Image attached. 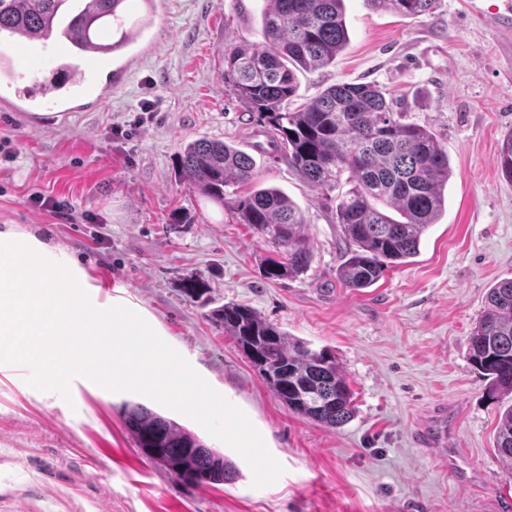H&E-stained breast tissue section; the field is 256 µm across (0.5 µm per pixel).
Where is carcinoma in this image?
I'll return each instance as SVG.
<instances>
[{"label":"carcinoma","mask_w":512,"mask_h":512,"mask_svg":"<svg viewBox=\"0 0 512 512\" xmlns=\"http://www.w3.org/2000/svg\"><path fill=\"white\" fill-rule=\"evenodd\" d=\"M129 2L0 0V34L11 33L20 43L70 25L80 34V46L69 47L77 57L91 46L126 49L138 41L152 11L141 3L142 18L129 26L124 19ZM264 2L261 40L224 46V83L258 114L292 171L335 204L336 223L348 242L337 277L353 291L369 288L388 267L417 255L422 235L442 215L453 176L448 151L434 130L407 121L371 82L334 84L291 108L297 73L327 66L349 40L344 0ZM365 3L413 18L433 10L437 0ZM498 159L502 176L512 182V131L504 136ZM179 172L189 189L228 208L271 245L275 257L265 262L266 279L295 278L308 270L304 215L283 191L261 185L251 155L221 140L198 139L181 148ZM209 319L233 337L289 411L331 429L351 420L347 378L327 350L311 349L244 306L224 304ZM468 356L493 395L512 394V278L489 289L470 332ZM123 422L137 447L160 451V463L176 480L236 479L224 455L146 406H125ZM494 451L512 474V405L500 416Z\"/></svg>","instance_id":"cac0c4a2"}]
</instances>
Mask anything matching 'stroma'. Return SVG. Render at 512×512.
<instances>
[{
	"label": "stroma",
	"instance_id": "stroma-1",
	"mask_svg": "<svg viewBox=\"0 0 512 512\" xmlns=\"http://www.w3.org/2000/svg\"><path fill=\"white\" fill-rule=\"evenodd\" d=\"M157 0L111 96L37 126L0 111V227L35 234L89 274L240 408L282 465L254 487L231 446L161 404L239 472L231 483L178 482L136 448L125 404H149L74 379L70 399L32 387L30 369L0 363V512H512V476L494 452L504 400L468 359V336L498 281L512 278V183L498 169L512 129V26L502 0H438L415 18L344 0L349 41L335 62L298 75L297 103L342 82H373L410 121L430 126L453 176L437 224L413 261L371 288H344L346 242L319 189L269 148L263 125L224 83V45L260 39L263 0ZM220 139L252 155L263 186L305 216L312 254L294 279L262 275L271 247L178 177L184 144ZM65 203L68 217L34 204ZM205 283L187 298L186 279ZM250 306L290 336L327 349L356 408L338 429L288 409L207 313ZM448 414L444 450L421 431Z\"/></svg>",
	"mask_w": 512,
	"mask_h": 512
}]
</instances>
